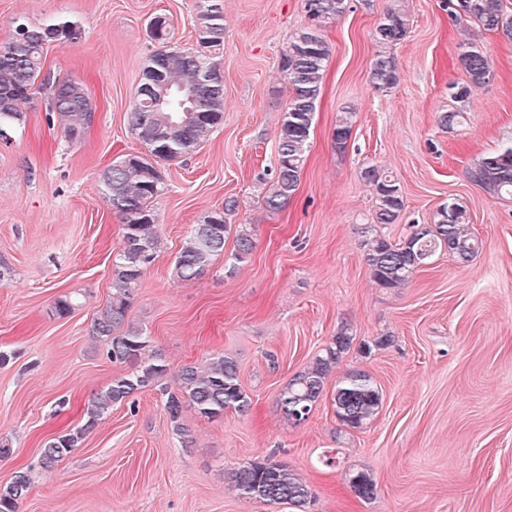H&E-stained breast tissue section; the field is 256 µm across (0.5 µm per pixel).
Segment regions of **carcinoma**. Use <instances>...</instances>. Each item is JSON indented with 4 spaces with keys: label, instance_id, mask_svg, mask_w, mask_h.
Returning <instances> with one entry per match:
<instances>
[{
    "label": "carcinoma",
    "instance_id": "1",
    "mask_svg": "<svg viewBox=\"0 0 512 512\" xmlns=\"http://www.w3.org/2000/svg\"><path fill=\"white\" fill-rule=\"evenodd\" d=\"M347 0H305L310 24L296 32L280 52V73L291 90L278 137V165L268 182L263 202L271 211L285 209L296 194L309 151L310 131L322 90L330 46L323 31L346 11ZM458 21L473 22L485 31L512 42V10L505 0H457ZM408 17L399 5L386 9L374 37L382 45L403 40ZM151 38L161 44L143 67L142 81L135 93L129 126L147 152L127 153L112 161L100 178L105 197L122 219V246L113 262L111 295L91 324L92 338L106 347L114 363H138L131 373L115 379L92 396L84 409V424L75 430L47 439L41 448L39 465L51 469L79 447L112 407L132 399L139 391L156 384L166 396L165 408L173 430L187 445L191 431L181 419L184 405L206 417H219L231 409L240 415L251 410V400L239 383L237 361L224 354L202 364L183 365L174 375L175 388L165 383L167 366L158 354L142 359L147 336L129 320L132 302L145 271L161 251L162 239L153 201L165 191L160 170L164 162L175 161L194 151L220 125L224 114V79L220 58L224 51V10L220 0L199 4L197 46L169 48V23L164 16L149 22ZM80 26L72 21H55L38 26L17 22L12 37L0 45V129L12 133L24 123L31 91L38 85L49 89L46 103L48 124L68 141L77 143L90 127L92 100L85 87L61 80L44 70L45 50L50 44L64 46L81 38ZM459 62L469 85L453 97L465 98L472 86L487 84L493 77L491 64L478 43L460 44ZM370 83L377 90L393 87L399 80L394 58L378 54L370 63ZM163 96L157 106L154 96ZM351 133V113L336 121L332 139L336 150L346 149ZM374 187L376 224H394L404 209L398 182L385 170L371 165L361 174ZM466 177L486 192L512 199V145L486 153L467 169ZM237 209L236 199L224 201V208L194 225L175 261V276L182 282L200 278L224 253L231 230L226 216ZM469 214L459 201L441 207L432 223L415 224L410 235L392 242L367 228L363 249L365 261L376 284L382 288H403L428 260L443 251L460 264L470 263L482 242L469 228ZM231 266L245 261L253 252L251 231L238 225ZM354 337L342 330L304 371L296 374L281 394L280 405L289 420L299 422L323 394L325 381L348 351ZM333 402L338 419L361 429L378 413L381 394L361 370H350L336 383ZM32 468L14 472L9 483L0 485V512H19L32 486ZM231 483L240 494L270 504L288 503L304 507L312 500L309 485L294 471L271 456L251 461L231 472ZM348 484L356 496L369 499L376 484L370 473L349 474Z\"/></svg>",
    "mask_w": 512,
    "mask_h": 512
}]
</instances>
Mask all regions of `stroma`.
Instances as JSON below:
<instances>
[{
  "instance_id": "1",
  "label": "stroma",
  "mask_w": 512,
  "mask_h": 512,
  "mask_svg": "<svg viewBox=\"0 0 512 512\" xmlns=\"http://www.w3.org/2000/svg\"><path fill=\"white\" fill-rule=\"evenodd\" d=\"M224 7V118L209 140L163 169L154 202L162 251L144 274L130 311L149 350L170 371L216 354L235 357L252 411L209 419L184 408L193 440L173 433L158 387L111 412L51 470L38 469L44 441L83 423L82 409L131 364H115L90 336L106 304L121 220L100 172L142 151L128 113L164 16L171 43L192 48L198 0H0V43L14 22L69 19L82 37L51 45L45 67L83 83L97 104L77 144L49 128L47 90L33 91L26 121L0 144V484L34 466L19 512H512V200L474 186L467 167L512 144V43L454 22L448 0H403L409 30L381 47L374 30L393 0H348L324 31L331 55L299 188L288 207L263 204L276 168L278 130L290 95L279 73L283 45L307 23L304 0H221ZM476 35L495 77L463 101L452 86L468 76L458 60ZM392 56L399 80L374 89L369 66ZM461 109L448 130L440 113ZM352 115L345 151L332 140L341 112ZM397 180L404 210L379 226L391 241L463 202L482 249L469 264L435 255L402 288L376 286L361 242L375 213L365 166ZM238 200L230 224L250 227L256 245L227 271L224 257L193 282L174 262L193 225ZM77 293L68 316L57 298ZM354 338L306 420L285 419L279 399L340 330ZM386 345H378L380 337ZM352 369L382 394L375 419L353 429L338 419L336 382ZM273 456L299 474L306 508L239 494L228 474ZM368 471L372 498L346 477Z\"/></svg>"
}]
</instances>
